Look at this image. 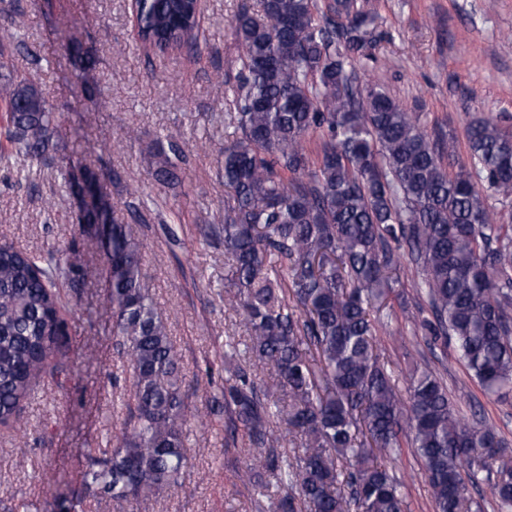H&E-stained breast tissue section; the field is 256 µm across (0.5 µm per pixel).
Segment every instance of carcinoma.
I'll return each mask as SVG.
<instances>
[{"label": "carcinoma", "instance_id": "cac0c4a2", "mask_svg": "<svg viewBox=\"0 0 512 512\" xmlns=\"http://www.w3.org/2000/svg\"><path fill=\"white\" fill-rule=\"evenodd\" d=\"M231 21L242 47L234 82L236 137L218 168L232 205L203 236L223 240L231 287L224 302L248 332L224 343V443L243 429L248 456L291 490L279 512H406L400 482L374 451L407 446L420 460L435 512H477L480 489L496 512H512V456L495 431L462 418L437 373L410 369L401 397L376 341L389 297H404L398 241L421 265L431 317L422 335L456 345L467 370L492 396L512 394V224L488 205L512 196V134L492 119L466 128L467 160L454 137H431L380 85H359L356 65L375 59L368 0H261ZM145 43L163 52L197 41L200 0H141ZM21 22L0 31L7 50L38 55L18 40ZM16 153L59 172L72 187L71 157L42 90L11 70L0 83ZM319 134L316 153L307 138ZM184 150L171 135L148 151L151 179L181 184ZM130 218L109 212L103 241L112 334L133 391L110 450L85 455L80 495L50 494L52 512L84 501H144L179 483L188 465V394L167 322L145 287L143 243ZM77 294L78 259L59 247L31 254L0 242V425L16 426L22 405L48 378L75 376L76 321L62 312L57 283ZM270 366L264 387L235 363L240 352ZM294 460L277 452L279 427Z\"/></svg>", "mask_w": 512, "mask_h": 512}]
</instances>
